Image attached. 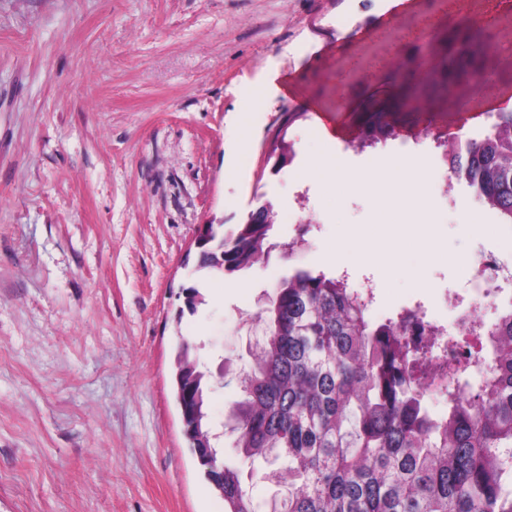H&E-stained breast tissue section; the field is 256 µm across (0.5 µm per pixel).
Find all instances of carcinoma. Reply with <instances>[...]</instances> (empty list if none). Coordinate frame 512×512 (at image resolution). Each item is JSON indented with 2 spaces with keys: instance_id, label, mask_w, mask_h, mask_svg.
<instances>
[{
  "instance_id": "carcinoma-1",
  "label": "carcinoma",
  "mask_w": 512,
  "mask_h": 512,
  "mask_svg": "<svg viewBox=\"0 0 512 512\" xmlns=\"http://www.w3.org/2000/svg\"><path fill=\"white\" fill-rule=\"evenodd\" d=\"M446 77L423 97L469 77L488 56L482 31L464 29ZM449 169L512 224V111L495 112L478 139L446 146ZM270 224L242 221L224 235V257L200 249L196 271L232 274L266 259ZM265 336L236 410L234 448L246 459L283 458L282 512H512V312L487 330L493 368L448 390V363L431 366L436 343L409 339L406 315L374 321L347 279L300 269L280 281L260 311ZM175 393L192 410L208 371L181 341ZM445 399L432 411L427 395ZM184 435L224 512H257L239 471L206 447V424Z\"/></svg>"
}]
</instances>
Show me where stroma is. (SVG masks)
<instances>
[{"label":"stroma","mask_w":512,"mask_h":512,"mask_svg":"<svg viewBox=\"0 0 512 512\" xmlns=\"http://www.w3.org/2000/svg\"><path fill=\"white\" fill-rule=\"evenodd\" d=\"M486 0H0V512H224L182 432L172 386L177 346L200 343L224 458L267 512L285 461L249 464L234 449L239 378L253 364L255 315L298 269L378 286L373 320L406 307L444 320L445 293L492 252L512 264V224L462 180L427 190L421 210L344 267L347 242L380 207L369 191L325 194L304 175L315 158L347 170L387 161L363 146L357 119L396 90L345 63L377 54L413 67L423 23L451 28ZM453 104L396 112L398 138L430 173L441 145L482 136L512 110V50ZM343 101L344 111L333 109ZM289 159L277 166L273 149ZM274 213L279 245L251 269L195 272L204 224ZM480 213L481 224L470 222ZM450 257L421 261L418 227ZM420 266L425 290L386 273L391 241ZM205 297L180 315L183 291Z\"/></svg>","instance_id":"1"}]
</instances>
